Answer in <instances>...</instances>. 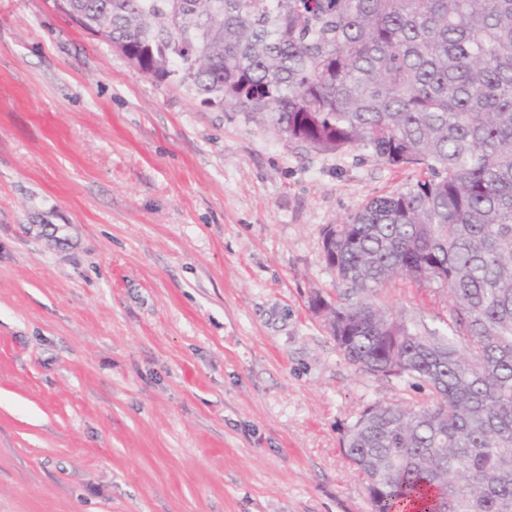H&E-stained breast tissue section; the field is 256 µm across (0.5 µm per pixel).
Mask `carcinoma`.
<instances>
[{
    "label": "carcinoma",
    "instance_id": "carcinoma-1",
    "mask_svg": "<svg viewBox=\"0 0 512 512\" xmlns=\"http://www.w3.org/2000/svg\"><path fill=\"white\" fill-rule=\"evenodd\" d=\"M78 24L307 152L416 181L322 229L336 347L427 392L342 437L372 512H512V0H71ZM448 294L447 333L373 298Z\"/></svg>",
    "mask_w": 512,
    "mask_h": 512
}]
</instances>
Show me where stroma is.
<instances>
[{
    "label": "stroma",
    "instance_id": "1",
    "mask_svg": "<svg viewBox=\"0 0 512 512\" xmlns=\"http://www.w3.org/2000/svg\"><path fill=\"white\" fill-rule=\"evenodd\" d=\"M416 173L306 152L0 0V512H371L341 440L425 392L349 365L321 230ZM381 305L445 331L448 296Z\"/></svg>",
    "mask_w": 512,
    "mask_h": 512
}]
</instances>
